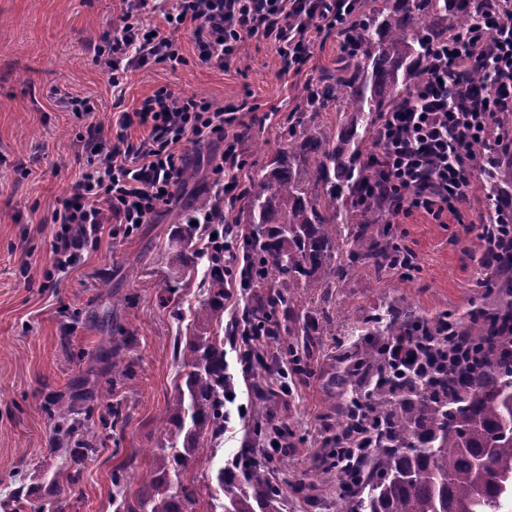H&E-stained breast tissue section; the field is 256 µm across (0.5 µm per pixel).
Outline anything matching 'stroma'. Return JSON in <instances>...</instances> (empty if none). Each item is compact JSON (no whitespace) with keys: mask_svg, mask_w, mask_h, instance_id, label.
I'll list each match as a JSON object with an SVG mask.
<instances>
[{"mask_svg":"<svg viewBox=\"0 0 512 512\" xmlns=\"http://www.w3.org/2000/svg\"><path fill=\"white\" fill-rule=\"evenodd\" d=\"M121 10V0H0V501L21 482L31 489L33 505L52 498L64 512H114L113 468L126 465L131 487H139L161 465L160 449L174 440L167 419L179 380L175 352L179 338L194 331L189 310L204 296L208 262L199 259L192 272L179 274L173 258L184 243L172 214L194 209L196 196L210 191L213 149L184 144L199 183L178 190L172 206L131 235L105 225L74 264L59 269L53 244L61 227L51 216L72 194L85 163L79 136L86 123H98L104 138H114L122 113L134 112L162 86L227 105L248 103L263 120L241 143L244 184L279 147L289 113L299 109L310 83L335 68L340 50L335 32H325L300 72L286 73L274 46L253 39L218 69L201 65L190 34L181 32L185 64L135 71L118 101L92 61V45L116 25ZM70 96L85 100L91 113L71 111ZM398 227L416 255L411 276L361 267L335 287L303 288L297 295L299 306L319 311L311 351L319 378L290 397L268 400L273 418L293 431L282 480H301L314 470L312 458L330 424L326 399L336 388V357L341 345L353 343L363 319L386 314L400 298L429 316L467 315L490 304L474 234L420 213L399 217ZM108 337L122 344L132 364V376L118 387L126 423L102 434L78 485L53 488L46 474L59 460L51 452L49 408L58 398L81 409L98 403L94 357ZM224 352L237 394L224 409L235 431L224 434L210 456L189 464L199 512H211L216 474L240 449L244 421L238 413L253 392L237 348L228 343Z\"/></svg>","mask_w":512,"mask_h":512,"instance_id":"1","label":"stroma"}]
</instances>
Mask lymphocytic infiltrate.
Masks as SVG:
<instances>
[{
	"instance_id": "1",
	"label": "lymphocytic infiltrate",
	"mask_w": 512,
	"mask_h": 512,
	"mask_svg": "<svg viewBox=\"0 0 512 512\" xmlns=\"http://www.w3.org/2000/svg\"><path fill=\"white\" fill-rule=\"evenodd\" d=\"M353 0H123L120 21L93 46V61L123 96L132 71L153 64L177 66L184 57L175 35L188 31L199 61L224 68L248 40L274 45L285 70L299 69L316 38L335 29ZM480 66L488 82L460 77ZM247 104L218 105L161 87L133 113H122L115 140L96 124L80 139L86 169L52 221L64 233L56 264H71L102 224L125 233L149 223L172 204L189 159L184 143L221 144L208 160L216 197L235 189L243 167L240 129ZM512 112V15L492 8L465 42L436 46L407 105L388 113L377 133L374 162L392 216L424 212L465 223L472 173L471 147L487 134L492 117ZM142 128L134 139L130 127Z\"/></svg>"
}]
</instances>
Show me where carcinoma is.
Wrapping results in <instances>:
<instances>
[{
  "label": "carcinoma",
  "instance_id": "obj_1",
  "mask_svg": "<svg viewBox=\"0 0 512 512\" xmlns=\"http://www.w3.org/2000/svg\"><path fill=\"white\" fill-rule=\"evenodd\" d=\"M484 0H358L351 17L336 28L343 57L336 72L321 79L302 108L288 115L286 138L258 178L229 196L226 224L246 225L247 235L232 255L235 273L252 290L240 320L223 326L224 258L208 268L207 295L191 313L197 334L177 348L182 384L176 386L169 423L182 443L162 449L159 473L135 492L124 469L112 471L115 512H196V485L184 477L190 462L211 452L224 435V336L254 346L248 360L253 374L280 366L288 357L302 370L300 354L317 335L316 311L299 313L300 288H331L359 266L377 273L411 271L415 259L398 246L388 206L374 192L376 173L368 164L373 131L385 113L410 99L430 49L475 27ZM332 101L345 109L327 133L316 118ZM512 137V114L491 126L489 141L471 154L475 171L489 183L485 224H503L512 212L500 208L512 196V153L488 165L491 146ZM489 309L464 319L441 312L422 316L400 301L387 314L362 321L360 338L343 357L338 384L341 399L328 396L334 417L326 469H336V449L363 448L364 434L378 438L370 453L368 477L336 473L341 486L337 512H512V257L507 251L484 283ZM294 336L276 350L275 336ZM404 336H424L419 370L402 377L391 370L387 346ZM464 336L478 354L477 364L448 374V337ZM121 346L107 342L100 359L112 369L104 380L98 415L75 418L76 407L57 399L54 453L61 463L55 483L80 482V463L99 452L100 431L126 419L123 403L112 398L118 379L129 376ZM265 403L252 411L250 443L292 436L286 425L271 426ZM240 468L219 472L218 490L226 512H282L284 499L266 462L243 448Z\"/></svg>",
  "mask_w": 512,
  "mask_h": 512
}]
</instances>
